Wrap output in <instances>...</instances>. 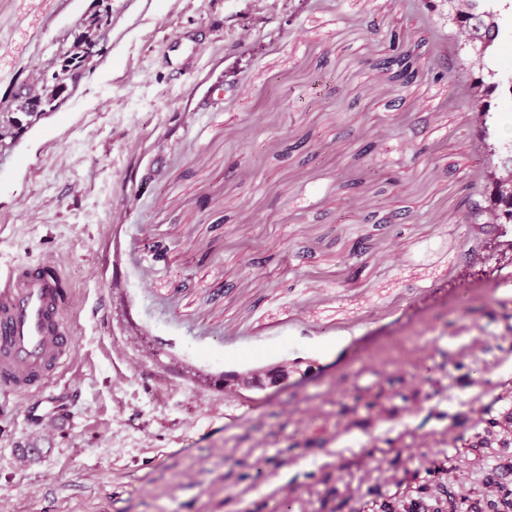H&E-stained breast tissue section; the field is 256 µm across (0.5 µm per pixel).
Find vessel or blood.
<instances>
[{
    "mask_svg": "<svg viewBox=\"0 0 512 512\" xmlns=\"http://www.w3.org/2000/svg\"><path fill=\"white\" fill-rule=\"evenodd\" d=\"M68 283L55 261L0 270V389L30 393L72 357L74 337L62 321Z\"/></svg>",
    "mask_w": 512,
    "mask_h": 512,
    "instance_id": "b4317fda",
    "label": "vessel or blood"
}]
</instances>
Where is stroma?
I'll return each mask as SVG.
<instances>
[{"instance_id": "1", "label": "stroma", "mask_w": 512, "mask_h": 512, "mask_svg": "<svg viewBox=\"0 0 512 512\" xmlns=\"http://www.w3.org/2000/svg\"><path fill=\"white\" fill-rule=\"evenodd\" d=\"M103 12L93 71L0 147V266L61 262L76 347L0 392V512H381L448 470L459 512L490 472L512 490V224L468 209L512 110L480 140L431 73L446 0H0V102Z\"/></svg>"}]
</instances>
